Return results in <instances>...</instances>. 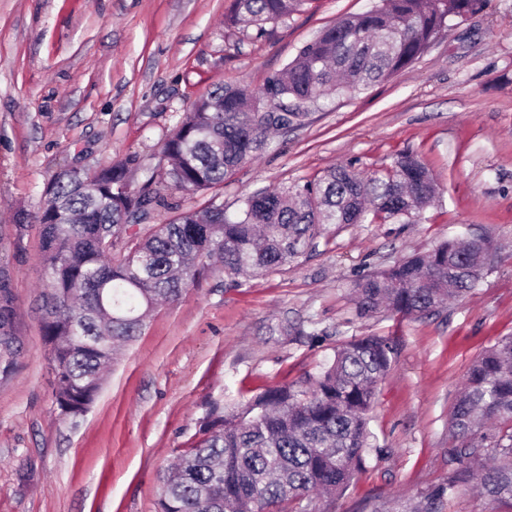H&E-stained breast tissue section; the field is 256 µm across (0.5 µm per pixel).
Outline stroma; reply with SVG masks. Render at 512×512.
<instances>
[{"instance_id":"stroma-1","label":"stroma","mask_w":512,"mask_h":512,"mask_svg":"<svg viewBox=\"0 0 512 512\" xmlns=\"http://www.w3.org/2000/svg\"><path fill=\"white\" fill-rule=\"evenodd\" d=\"M375 2L307 0L259 38L225 28L232 0H0V278L21 343L0 376V512H157L162 473L213 403L303 383L362 336L397 348L369 415L373 450L316 512L417 500L446 481L457 391L476 356L512 335V0H482L390 78L308 104L223 190L233 210L249 193L339 165L369 173L409 150L439 189L416 223L329 226L312 251L236 288L206 271L120 347L76 416L58 409L41 330L40 227L16 220L70 166L133 156L135 185L162 174L163 140L196 99L219 86L261 91L323 29ZM477 238L497 259L472 296L427 318L359 315L361 276Z\"/></svg>"}]
</instances>
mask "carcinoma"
<instances>
[{"label": "carcinoma", "instance_id": "obj_1", "mask_svg": "<svg viewBox=\"0 0 512 512\" xmlns=\"http://www.w3.org/2000/svg\"><path fill=\"white\" fill-rule=\"evenodd\" d=\"M305 0H233L224 24L245 23L263 36L266 25L298 11ZM480 0H379L304 45L293 61L249 97L224 87L196 100L163 144L171 162L161 182L174 190L209 195L196 209L177 213L147 233L135 230L159 207L160 190L136 187L135 158L95 169H64L35 213L18 223L41 228L49 279L42 332L50 347L61 414L84 412L98 394L112 343L130 341L146 327L159 302H176L216 260L231 286L293 262L335 224H361L368 212L409 224L433 201L436 187L422 160L404 152L362 176L352 166L327 171L303 185H284L244 197L227 214L214 191L242 163L256 157L269 131L301 118V105L335 91L357 92L412 65ZM290 99L284 112H258ZM122 236L131 247L120 259ZM486 255L469 242L438 243L367 275L354 285L359 314L381 309L423 317L480 286ZM12 298L0 283V373L16 365L20 349ZM396 346L366 336L337 348L333 360L297 389L276 385L226 409L212 405L200 440L161 477L159 512H313L320 491L341 495L371 451L368 415L376 385L391 369ZM448 479L420 501L367 505L368 512H443L457 490L475 485L491 504L512 505V336L472 362L449 414Z\"/></svg>", "mask_w": 512, "mask_h": 512}]
</instances>
